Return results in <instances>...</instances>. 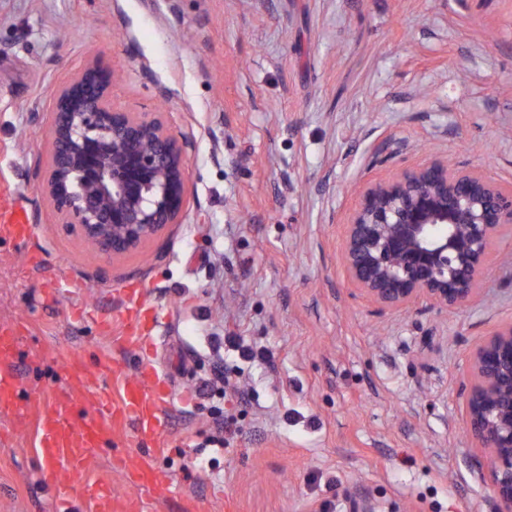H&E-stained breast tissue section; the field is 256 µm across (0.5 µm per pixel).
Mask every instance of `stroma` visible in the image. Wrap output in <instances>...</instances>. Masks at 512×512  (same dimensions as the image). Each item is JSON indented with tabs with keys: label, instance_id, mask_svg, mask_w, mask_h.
I'll list each match as a JSON object with an SVG mask.
<instances>
[{
	"label": "stroma",
	"instance_id": "obj_1",
	"mask_svg": "<svg viewBox=\"0 0 512 512\" xmlns=\"http://www.w3.org/2000/svg\"><path fill=\"white\" fill-rule=\"evenodd\" d=\"M96 61L114 109L189 142L180 223L116 258L42 188L56 91ZM435 160L512 188V0H0V176L35 227L0 243L23 391L111 347L98 319L137 282L173 385L156 463L213 512H496L466 394L512 323V224L452 311H378L342 258L364 185ZM60 276L84 295L47 298ZM41 465L33 431L0 443V512H52Z\"/></svg>",
	"mask_w": 512,
	"mask_h": 512
}]
</instances>
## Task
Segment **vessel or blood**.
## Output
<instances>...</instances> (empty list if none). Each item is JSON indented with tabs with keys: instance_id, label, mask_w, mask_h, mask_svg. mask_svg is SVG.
Returning a JSON list of instances; mask_svg holds the SVG:
<instances>
[{
	"instance_id": "obj_1",
	"label": "vessel or blood",
	"mask_w": 512,
	"mask_h": 512,
	"mask_svg": "<svg viewBox=\"0 0 512 512\" xmlns=\"http://www.w3.org/2000/svg\"><path fill=\"white\" fill-rule=\"evenodd\" d=\"M33 226L15 188L0 179V242L28 241ZM119 307L105 332L116 335L122 349L138 352L158 323L149 312L144 289L135 284L117 288ZM18 329L0 323V416L11 427L34 426L36 448L43 465L41 485L55 493V512H71L76 499L91 502L92 512H150L153 505L180 500L182 512H209L197 499L183 494L155 463L167 429L169 384L147 359L137 369L109 355L93 361L68 357L62 362L63 393L52 400L22 394L15 361ZM134 429L143 447L114 450L116 469L126 476L132 495L116 498L109 481L88 480L89 465L104 447H113L118 434Z\"/></svg>"
}]
</instances>
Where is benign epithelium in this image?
I'll return each mask as SVG.
<instances>
[{
	"mask_svg": "<svg viewBox=\"0 0 512 512\" xmlns=\"http://www.w3.org/2000/svg\"><path fill=\"white\" fill-rule=\"evenodd\" d=\"M111 83L92 63L58 88L44 189L60 223L119 256L179 223L188 142L158 117L114 109ZM504 224H512V190L433 162L364 186L347 224L345 265L382 308H460L479 296ZM470 373L469 434L488 455L499 512H512V323L472 351Z\"/></svg>",
	"mask_w": 512,
	"mask_h": 512,
	"instance_id": "7a95c632",
	"label": "benign epithelium"
}]
</instances>
